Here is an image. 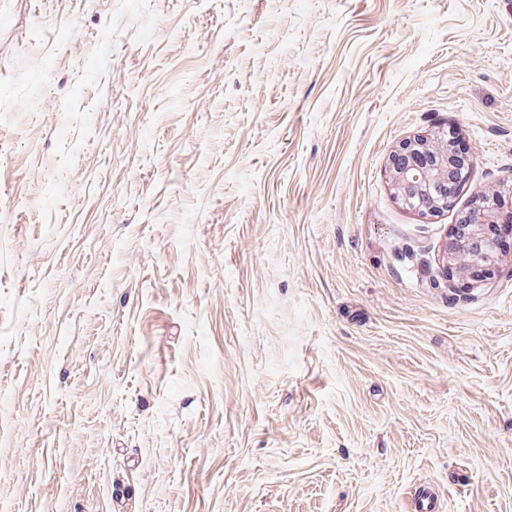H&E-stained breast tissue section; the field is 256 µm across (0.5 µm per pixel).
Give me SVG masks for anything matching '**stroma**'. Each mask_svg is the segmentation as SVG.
Instances as JSON below:
<instances>
[{
    "instance_id": "35a3bbf8",
    "label": "stroma",
    "mask_w": 512,
    "mask_h": 512,
    "mask_svg": "<svg viewBox=\"0 0 512 512\" xmlns=\"http://www.w3.org/2000/svg\"><path fill=\"white\" fill-rule=\"evenodd\" d=\"M501 190L512 0H0V505L512 512V251L441 262ZM456 142L448 135L405 139L391 159L390 180L400 202L420 212L434 213L448 207V179L461 182L467 170L452 167ZM495 220L494 206L485 201L464 216V224L452 226L450 243L446 245L442 256V262L446 263L452 280L455 278L454 274L459 273V276L467 277L477 270L486 276L494 275L500 264V249L487 237L485 230L488 224H493ZM461 277H458L457 281L462 287L465 280L460 279Z\"/></svg>"
}]
</instances>
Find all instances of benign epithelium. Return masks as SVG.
I'll return each instance as SVG.
<instances>
[{"label":"benign epithelium","instance_id":"7a95c632","mask_svg":"<svg viewBox=\"0 0 512 512\" xmlns=\"http://www.w3.org/2000/svg\"><path fill=\"white\" fill-rule=\"evenodd\" d=\"M458 147L448 136L405 139L392 155L390 180L399 201L420 212L434 213L448 208V179L461 182L467 170L453 166ZM496 220L494 206L485 201L470 210L463 223L451 228L450 243L442 261L449 277L468 276L481 271L486 276L499 268V248L485 233Z\"/></svg>","mask_w":512,"mask_h":512}]
</instances>
